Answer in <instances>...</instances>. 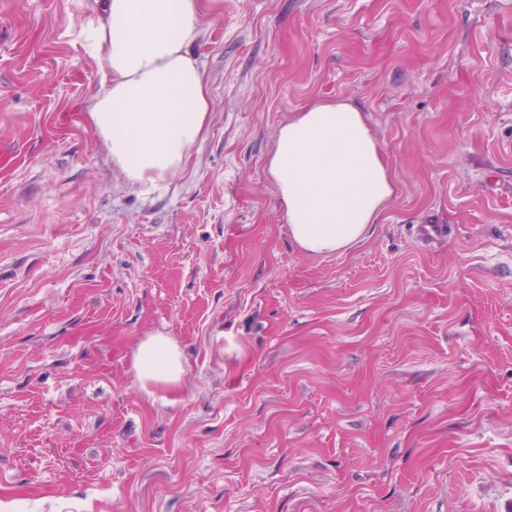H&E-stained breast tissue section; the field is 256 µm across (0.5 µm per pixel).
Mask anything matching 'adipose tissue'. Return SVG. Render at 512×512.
<instances>
[{
  "label": "adipose tissue",
  "mask_w": 512,
  "mask_h": 512,
  "mask_svg": "<svg viewBox=\"0 0 512 512\" xmlns=\"http://www.w3.org/2000/svg\"><path fill=\"white\" fill-rule=\"evenodd\" d=\"M206 0H103L74 27L97 64L87 112L113 163L143 189L158 188L200 152L212 97L195 52L204 41ZM267 170L288 234L305 253L340 254L365 240L397 193V182L363 110L313 99L280 126ZM142 381L161 387L185 373L162 335L134 354Z\"/></svg>",
  "instance_id": "obj_1"
}]
</instances>
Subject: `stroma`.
Wrapping results in <instances>:
<instances>
[{"label":"stroma","mask_w":512,"mask_h":512,"mask_svg":"<svg viewBox=\"0 0 512 512\" xmlns=\"http://www.w3.org/2000/svg\"><path fill=\"white\" fill-rule=\"evenodd\" d=\"M98 7L0 0V512H512V0H214L210 132L152 192L83 110ZM314 97L398 183L331 256L267 172ZM133 365L142 381L161 387L177 384L186 371L179 350L160 334L149 336L138 345Z\"/></svg>","instance_id":"stroma-1"}]
</instances>
